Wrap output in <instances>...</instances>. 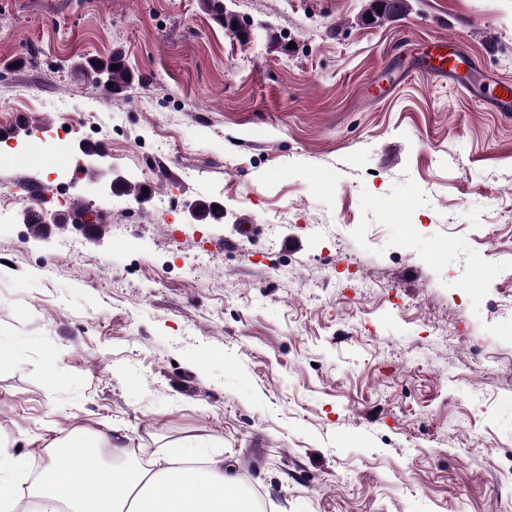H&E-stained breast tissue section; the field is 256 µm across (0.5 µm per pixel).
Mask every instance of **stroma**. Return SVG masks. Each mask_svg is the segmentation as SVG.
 <instances>
[{"label": "stroma", "instance_id": "35a3bbf8", "mask_svg": "<svg viewBox=\"0 0 512 512\" xmlns=\"http://www.w3.org/2000/svg\"><path fill=\"white\" fill-rule=\"evenodd\" d=\"M369 2L224 0L242 38L201 0H0V436L24 494L81 428L202 446L259 512L512 503V114L478 103L512 81V0L376 24ZM407 31L473 70L369 102ZM117 51L111 98L84 64Z\"/></svg>", "mask_w": 512, "mask_h": 512}]
</instances>
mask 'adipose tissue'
<instances>
[{
  "instance_id": "adipose-tissue-1",
  "label": "adipose tissue",
  "mask_w": 512,
  "mask_h": 512,
  "mask_svg": "<svg viewBox=\"0 0 512 512\" xmlns=\"http://www.w3.org/2000/svg\"><path fill=\"white\" fill-rule=\"evenodd\" d=\"M33 495L36 512H257L224 463L195 466L194 452L164 467L132 465L121 437L75 429L46 447ZM21 463L0 439V512L19 497Z\"/></svg>"
}]
</instances>
